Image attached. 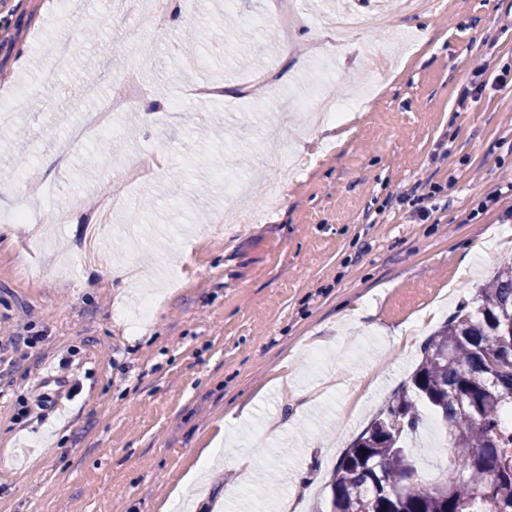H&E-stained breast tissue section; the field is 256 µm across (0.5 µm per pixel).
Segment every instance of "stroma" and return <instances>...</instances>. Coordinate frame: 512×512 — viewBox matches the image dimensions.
Wrapping results in <instances>:
<instances>
[{
	"mask_svg": "<svg viewBox=\"0 0 512 512\" xmlns=\"http://www.w3.org/2000/svg\"><path fill=\"white\" fill-rule=\"evenodd\" d=\"M289 4L298 17L286 29ZM351 7L385 12L387 34L320 55L330 0H195L154 39L97 24L103 0H0V94L15 100L0 122V211L31 180L45 190L40 218L84 197L67 224L0 225V340L40 339L0 385V512H213L218 501L277 512L298 477L309 488L299 512H326L334 465L408 380L421 345L512 262V245L494 247L512 236V87L459 105L474 56L491 77L512 67V0ZM432 30L444 40L429 51ZM50 39L74 46L62 97L40 79ZM127 71L159 111L130 104L57 158L54 139ZM321 77L354 108L335 140L295 107ZM214 79L228 93L186 95ZM270 142L298 164L288 183L264 161ZM147 155L163 167L124 186L128 208L113 213L100 259H86L97 188ZM233 182L272 195H232ZM418 185L436 191L423 212L409 197ZM230 209L239 218L216 223ZM116 265L130 281L107 278ZM143 299L153 312L140 321ZM49 359L72 362L65 420L35 406ZM282 421L286 431L252 447ZM217 439L218 481L171 500ZM410 445L428 483L453 464L435 420ZM243 457L252 468L235 469Z\"/></svg>",
	"mask_w": 512,
	"mask_h": 512,
	"instance_id": "obj_1",
	"label": "stroma"
}]
</instances>
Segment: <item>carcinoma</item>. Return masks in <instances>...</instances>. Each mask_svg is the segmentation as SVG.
<instances>
[{"instance_id": "carcinoma-1", "label": "carcinoma", "mask_w": 512, "mask_h": 512, "mask_svg": "<svg viewBox=\"0 0 512 512\" xmlns=\"http://www.w3.org/2000/svg\"><path fill=\"white\" fill-rule=\"evenodd\" d=\"M421 349L409 380L338 460L330 512H512V263ZM446 424L453 468L418 479L408 440L424 415Z\"/></svg>"}]
</instances>
